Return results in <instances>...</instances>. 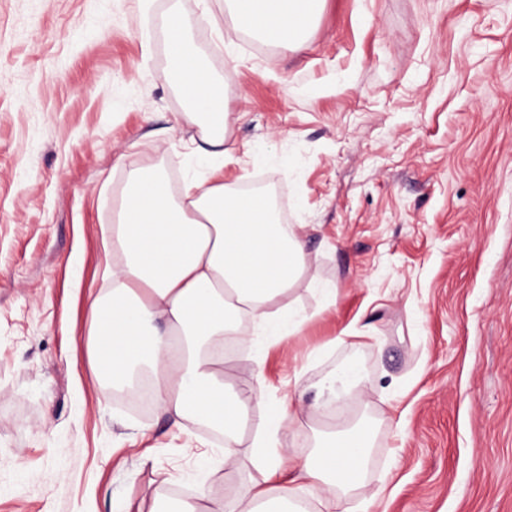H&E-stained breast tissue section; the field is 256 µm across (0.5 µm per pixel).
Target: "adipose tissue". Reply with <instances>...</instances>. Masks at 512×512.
<instances>
[{"label":"adipose tissue","mask_w":512,"mask_h":512,"mask_svg":"<svg viewBox=\"0 0 512 512\" xmlns=\"http://www.w3.org/2000/svg\"><path fill=\"white\" fill-rule=\"evenodd\" d=\"M322 0H225L237 30L298 51ZM170 76L188 102L186 122H201L198 154L223 167L226 115L219 87L178 15L166 21ZM303 225L281 223L271 197L239 194L224 185L188 180L173 196L162 168L130 171L112 226V288L92 303L88 356L115 384L129 383L136 365L151 372L159 411L176 426L203 423L222 431L225 469L236 468L240 426L262 404V376L226 390L221 366L224 337L238 317H249L259 336H295L305 314L281 297L308 282L323 307L336 302V286L308 280ZM298 420L285 404L267 407L251 461L266 486L243 487L232 501H210L205 491L177 501L173 512H307L298 492L313 489L321 512H344L346 499L369 512L364 464L372 434L363 426L334 431L297 460L281 437Z\"/></svg>","instance_id":"obj_1"}]
</instances>
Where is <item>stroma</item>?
I'll return each mask as SVG.
<instances>
[{"label":"stroma","mask_w":512,"mask_h":512,"mask_svg":"<svg viewBox=\"0 0 512 512\" xmlns=\"http://www.w3.org/2000/svg\"><path fill=\"white\" fill-rule=\"evenodd\" d=\"M174 9L223 89L216 173L176 123ZM154 165L269 180L336 285L326 310L286 293L300 334L225 356L226 381L258 369L267 403L309 406L358 358L383 512H512V0H324L299 52L237 31L224 0H0V512H159L264 480L263 410L229 474L209 426L136 412L89 361L113 212ZM350 326L370 340L340 342Z\"/></svg>","instance_id":"35a3bbf8"}]
</instances>
